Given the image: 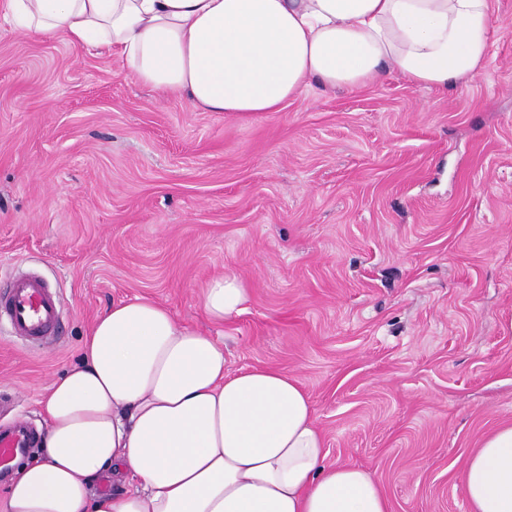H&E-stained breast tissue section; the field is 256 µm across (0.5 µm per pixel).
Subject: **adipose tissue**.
I'll list each match as a JSON object with an SVG mask.
<instances>
[{
    "instance_id": "obj_1",
    "label": "adipose tissue",
    "mask_w": 512,
    "mask_h": 512,
    "mask_svg": "<svg viewBox=\"0 0 512 512\" xmlns=\"http://www.w3.org/2000/svg\"><path fill=\"white\" fill-rule=\"evenodd\" d=\"M13 28L119 56L135 80L206 112H277L317 83L353 89L393 70L448 89L480 75L488 0H8ZM249 290L211 279L215 323ZM224 349L148 298L113 302L79 363L41 401L43 454L0 512H390L369 471L329 458L300 380L224 370ZM111 478L112 489L95 483ZM470 512H512V423L467 458Z\"/></svg>"
}]
</instances>
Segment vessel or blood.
<instances>
[{
	"label": "vessel or blood",
	"instance_id": "obj_1",
	"mask_svg": "<svg viewBox=\"0 0 512 512\" xmlns=\"http://www.w3.org/2000/svg\"><path fill=\"white\" fill-rule=\"evenodd\" d=\"M0 319L7 320L15 336L41 345L53 341L60 321L56 292L38 275L15 276L0 293ZM34 431L21 424L0 431V460H9L33 446Z\"/></svg>",
	"mask_w": 512,
	"mask_h": 512
}]
</instances>
